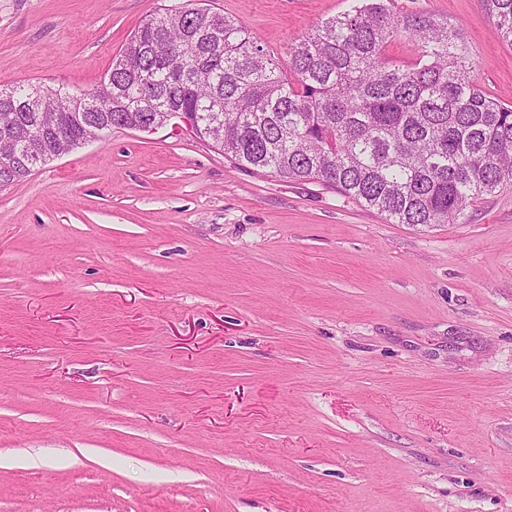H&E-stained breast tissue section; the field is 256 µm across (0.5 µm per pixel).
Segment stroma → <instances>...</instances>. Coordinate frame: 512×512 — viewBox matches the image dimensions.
I'll return each mask as SVG.
<instances>
[{
	"label": "stroma",
	"mask_w": 512,
	"mask_h": 512,
	"mask_svg": "<svg viewBox=\"0 0 512 512\" xmlns=\"http://www.w3.org/2000/svg\"><path fill=\"white\" fill-rule=\"evenodd\" d=\"M175 0H0V86L87 89ZM352 0H209L287 66ZM458 29L512 105L482 0ZM0 512H512V188L393 224L175 123L0 186Z\"/></svg>",
	"instance_id": "obj_1"
}]
</instances>
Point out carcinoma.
Returning a JSON list of instances; mask_svg holds the SVG:
<instances>
[{"label": "carcinoma", "instance_id": "obj_1", "mask_svg": "<svg viewBox=\"0 0 512 512\" xmlns=\"http://www.w3.org/2000/svg\"><path fill=\"white\" fill-rule=\"evenodd\" d=\"M512 46V0H484ZM360 0L288 46V72L236 20L200 0L143 21L95 87L0 88V126L36 141L37 163L114 129L191 120L246 169L316 179L393 224H455L468 206L512 187V105L471 78L457 29ZM418 48L407 65L388 44Z\"/></svg>", "mask_w": 512, "mask_h": 512}]
</instances>
